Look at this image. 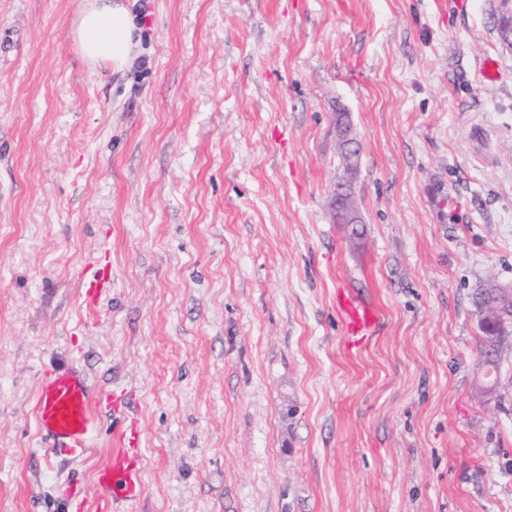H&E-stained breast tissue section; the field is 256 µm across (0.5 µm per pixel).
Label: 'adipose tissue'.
I'll list each match as a JSON object with an SVG mask.
<instances>
[{"label":"adipose tissue","instance_id":"obj_1","mask_svg":"<svg viewBox=\"0 0 512 512\" xmlns=\"http://www.w3.org/2000/svg\"><path fill=\"white\" fill-rule=\"evenodd\" d=\"M72 36L89 63L126 69L137 49V26L125 0H90L80 13Z\"/></svg>","mask_w":512,"mask_h":512}]
</instances>
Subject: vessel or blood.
<instances>
[{"instance_id": "b4317fda", "label": "vessel or blood", "mask_w": 512, "mask_h": 512, "mask_svg": "<svg viewBox=\"0 0 512 512\" xmlns=\"http://www.w3.org/2000/svg\"><path fill=\"white\" fill-rule=\"evenodd\" d=\"M111 289V269L97 262L90 264L80 284L83 302L98 306ZM336 308L346 324L350 345H367L381 327L378 308L355 292L338 291ZM111 406V394L94 392L78 368L64 365L46 372L32 408L45 455H83L97 430L98 410ZM141 448L136 421H119L112 430L109 457L95 476L96 512H114L117 503L139 498L143 487Z\"/></svg>"}]
</instances>
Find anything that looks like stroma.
Returning <instances> with one entry per match:
<instances>
[{
    "mask_svg": "<svg viewBox=\"0 0 512 512\" xmlns=\"http://www.w3.org/2000/svg\"><path fill=\"white\" fill-rule=\"evenodd\" d=\"M131 4L115 72L73 43L87 0H0V512H64L66 479L96 496L112 413L51 464L32 415L73 362L143 431L123 512H512V319L483 392L473 301L512 287L497 0ZM346 178L354 237L329 209ZM340 288L380 310L367 346ZM112 291V271L107 265L91 263L80 284V295L88 307L98 306L103 295Z\"/></svg>",
    "mask_w": 512,
    "mask_h": 512,
    "instance_id": "obj_1",
    "label": "stroma"
}]
</instances>
